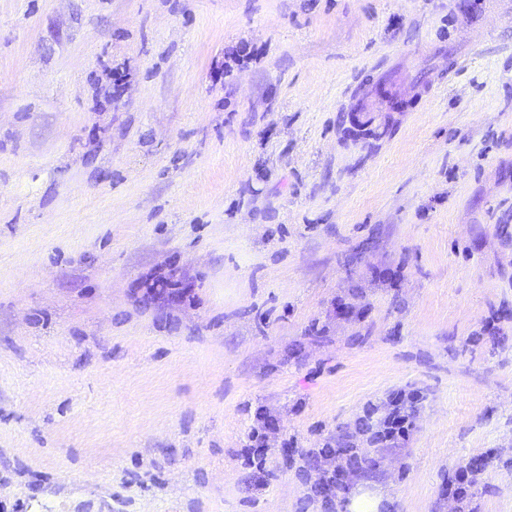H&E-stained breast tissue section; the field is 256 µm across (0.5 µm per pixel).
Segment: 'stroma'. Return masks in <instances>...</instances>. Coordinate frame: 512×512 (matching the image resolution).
<instances>
[{
    "mask_svg": "<svg viewBox=\"0 0 512 512\" xmlns=\"http://www.w3.org/2000/svg\"><path fill=\"white\" fill-rule=\"evenodd\" d=\"M395 389L336 502L512 512V0H0V512H325ZM422 400L420 392L393 390L387 396L384 411L368 405L356 420V435L372 448H395L406 441L413 429V418ZM307 455L314 458L313 462L317 464L322 474L310 490L313 496H321L322 501L330 506L335 505L334 492L342 485L346 475L362 467L368 460L354 451V446L341 448L338 444L334 446L331 441H325L316 453L309 451ZM495 457H482L481 465L458 468L452 476H448L446 493L458 503L459 512H477L478 504L473 506L475 489L482 482V476L493 467Z\"/></svg>",
    "mask_w": 512,
    "mask_h": 512,
    "instance_id": "1",
    "label": "stroma"
}]
</instances>
